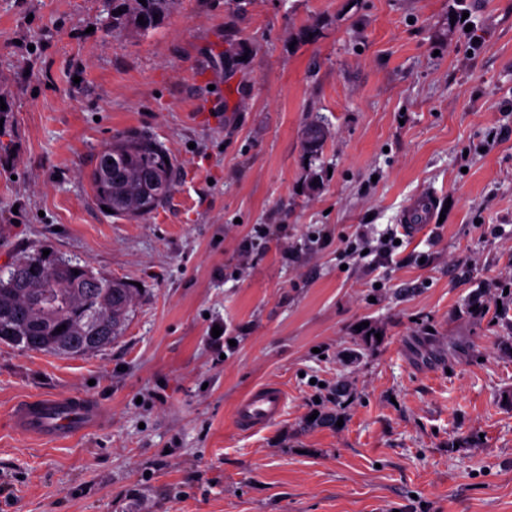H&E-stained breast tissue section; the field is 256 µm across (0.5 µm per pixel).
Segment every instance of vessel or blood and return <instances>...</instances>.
<instances>
[{"instance_id": "vessel-or-blood-1", "label": "vessel or blood", "mask_w": 512, "mask_h": 512, "mask_svg": "<svg viewBox=\"0 0 512 512\" xmlns=\"http://www.w3.org/2000/svg\"><path fill=\"white\" fill-rule=\"evenodd\" d=\"M433 208V201L427 199L419 208L408 209L404 214V232H417L421 224L428 222ZM286 402L287 395L280 384H260L237 403L235 424L245 432L261 430L282 418ZM104 419L101 403L81 394L28 397L10 411V421L17 433L45 442L74 438L99 426Z\"/></svg>"}]
</instances>
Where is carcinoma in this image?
Returning <instances> with one entry per match:
<instances>
[{
	"label": "carcinoma",
	"instance_id": "obj_1",
	"mask_svg": "<svg viewBox=\"0 0 512 512\" xmlns=\"http://www.w3.org/2000/svg\"><path fill=\"white\" fill-rule=\"evenodd\" d=\"M175 0H112V30L136 31L138 17L154 21L168 16ZM112 155V172L103 157ZM178 163L164 144L130 129L114 136L98 154L90 180L97 205L117 218L139 219L175 188ZM0 274V343L22 350L85 356L121 335L137 301V290L114 279L104 285L88 266L37 250ZM66 329L57 331L60 326Z\"/></svg>",
	"mask_w": 512,
	"mask_h": 512
}]
</instances>
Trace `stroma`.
<instances>
[{"instance_id":"1","label":"stroma","mask_w":512,"mask_h":512,"mask_svg":"<svg viewBox=\"0 0 512 512\" xmlns=\"http://www.w3.org/2000/svg\"><path fill=\"white\" fill-rule=\"evenodd\" d=\"M106 15L0 0V266L47 248L141 285L102 351L0 344V512H512V0H176L135 36ZM127 128L179 164L137 221L90 184ZM426 195L438 221L403 233ZM269 381L284 416L238 430ZM72 392L101 427L11 429ZM104 419L101 403L81 394L28 397L10 411L17 433L45 442L72 439L99 426Z\"/></svg>"}]
</instances>
